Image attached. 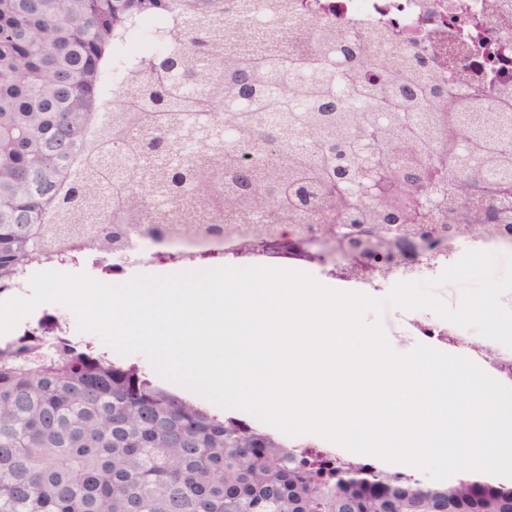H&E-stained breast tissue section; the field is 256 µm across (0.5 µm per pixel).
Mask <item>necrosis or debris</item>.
<instances>
[{
  "label": "necrosis or debris",
  "mask_w": 512,
  "mask_h": 512,
  "mask_svg": "<svg viewBox=\"0 0 512 512\" xmlns=\"http://www.w3.org/2000/svg\"><path fill=\"white\" fill-rule=\"evenodd\" d=\"M326 14L336 19V35L348 32L370 34L379 29H395L411 35L431 53L442 48L452 51V62L458 73L470 86H495L512 91V50L504 52L491 46H476L474 32L477 22L491 20L496 6L494 0H318ZM175 20L164 26L144 28L133 37L129 48L112 57V81L124 83L136 76V65L141 50L163 48L162 36L176 30ZM241 236L236 226H225L218 239L189 240L158 231L150 236L134 238L131 251L145 264L163 263L177 272H191L203 249L221 244L224 262L231 266L246 265V258L238 251ZM469 249L512 250V237L493 242L459 240L449 247L430 253L425 264L400 269L396 276L410 280L422 275L441 273L453 260ZM308 274L324 285L339 290H357L374 297L388 294L387 280L353 279L340 275L330 264L313 262ZM386 331L395 336L398 344L421 343L445 348L468 358L501 383L512 386V349L486 339L475 341L472 336L438 317L434 312L421 309L406 311L387 309L382 316Z\"/></svg>",
  "instance_id": "necrosis-or-debris-1"
}]
</instances>
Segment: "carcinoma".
Segmentation results:
<instances>
[{
    "label": "carcinoma",
    "mask_w": 512,
    "mask_h": 512,
    "mask_svg": "<svg viewBox=\"0 0 512 512\" xmlns=\"http://www.w3.org/2000/svg\"><path fill=\"white\" fill-rule=\"evenodd\" d=\"M173 45L138 61L105 103L113 51L151 16ZM479 30L501 44L512 9ZM335 26L315 0H0V283L67 257L124 252L132 233L433 220L489 241L469 207L490 174L512 184V94L466 97L441 57L393 32ZM224 127L183 153L194 124ZM265 213L266 223L251 224ZM388 479L382 512H512V487L430 486L340 460L163 388L138 365L60 336L0 345V512H364L357 483Z\"/></svg>",
    "instance_id": "carcinoma-1"
}]
</instances>
